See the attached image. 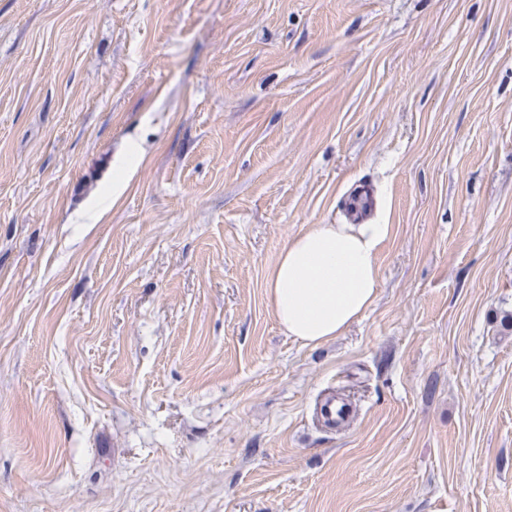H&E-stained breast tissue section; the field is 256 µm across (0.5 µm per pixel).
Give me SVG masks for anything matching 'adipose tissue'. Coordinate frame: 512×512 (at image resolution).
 Instances as JSON below:
<instances>
[{
	"label": "adipose tissue",
	"instance_id": "adipose-tissue-1",
	"mask_svg": "<svg viewBox=\"0 0 512 512\" xmlns=\"http://www.w3.org/2000/svg\"><path fill=\"white\" fill-rule=\"evenodd\" d=\"M390 227L316 224L283 247L268 294L284 334L305 346L342 335L375 301L377 252Z\"/></svg>",
	"mask_w": 512,
	"mask_h": 512
}]
</instances>
